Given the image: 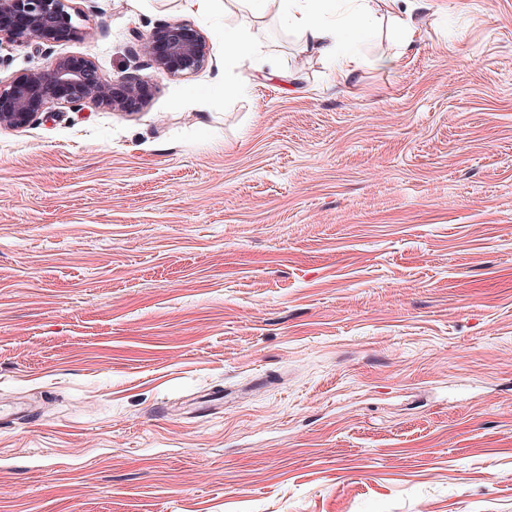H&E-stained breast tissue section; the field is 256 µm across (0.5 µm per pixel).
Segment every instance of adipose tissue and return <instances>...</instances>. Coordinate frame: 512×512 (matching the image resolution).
<instances>
[{
  "mask_svg": "<svg viewBox=\"0 0 512 512\" xmlns=\"http://www.w3.org/2000/svg\"><path fill=\"white\" fill-rule=\"evenodd\" d=\"M251 13L262 15L275 10L279 19L304 37L307 50L336 65V76L346 81L353 77L363 58L359 44L378 25L376 0H351L341 20H329L336 0H235Z\"/></svg>",
  "mask_w": 512,
  "mask_h": 512,
  "instance_id": "1",
  "label": "adipose tissue"
}]
</instances>
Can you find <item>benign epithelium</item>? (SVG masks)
Returning <instances> with one entry per match:
<instances>
[{
  "label": "benign epithelium",
  "instance_id": "obj_1",
  "mask_svg": "<svg viewBox=\"0 0 512 512\" xmlns=\"http://www.w3.org/2000/svg\"><path fill=\"white\" fill-rule=\"evenodd\" d=\"M80 13L72 0H0V44L52 43L82 36ZM147 65L170 76L198 70L207 59L202 32L184 22L163 24L138 37ZM150 82L137 74L118 84L103 79L92 60L59 56L47 67L0 79V126L24 128L53 104L81 111L88 104L116 112L143 104Z\"/></svg>",
  "mask_w": 512,
  "mask_h": 512
}]
</instances>
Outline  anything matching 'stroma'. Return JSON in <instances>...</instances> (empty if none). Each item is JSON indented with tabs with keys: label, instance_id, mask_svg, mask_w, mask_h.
Listing matches in <instances>:
<instances>
[{
	"label": "stroma",
	"instance_id": "obj_1",
	"mask_svg": "<svg viewBox=\"0 0 512 512\" xmlns=\"http://www.w3.org/2000/svg\"><path fill=\"white\" fill-rule=\"evenodd\" d=\"M74 4L0 77L209 54L0 126V512H512V0L383 19L344 83L272 15ZM137 38L147 65L170 76L191 74L207 59L206 37L188 23H166ZM224 50L225 58L229 61L250 57L257 51V42L254 37L225 25Z\"/></svg>",
	"mask_w": 512,
	"mask_h": 512
}]
</instances>
